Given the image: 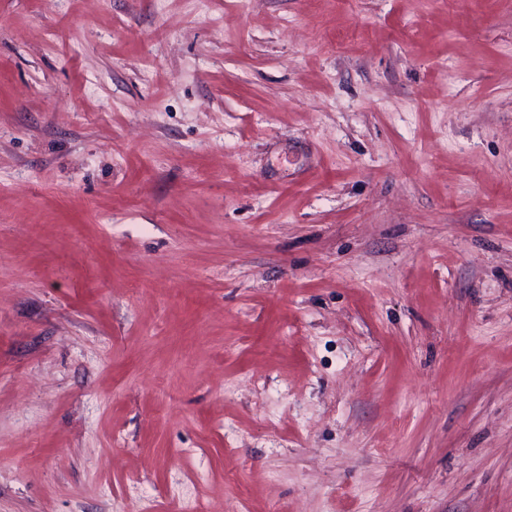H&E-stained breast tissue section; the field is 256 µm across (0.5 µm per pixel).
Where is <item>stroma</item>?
Instances as JSON below:
<instances>
[{
  "mask_svg": "<svg viewBox=\"0 0 512 512\" xmlns=\"http://www.w3.org/2000/svg\"><path fill=\"white\" fill-rule=\"evenodd\" d=\"M512 512V0H0V512Z\"/></svg>",
  "mask_w": 512,
  "mask_h": 512,
  "instance_id": "stroma-1",
  "label": "stroma"
}]
</instances>
